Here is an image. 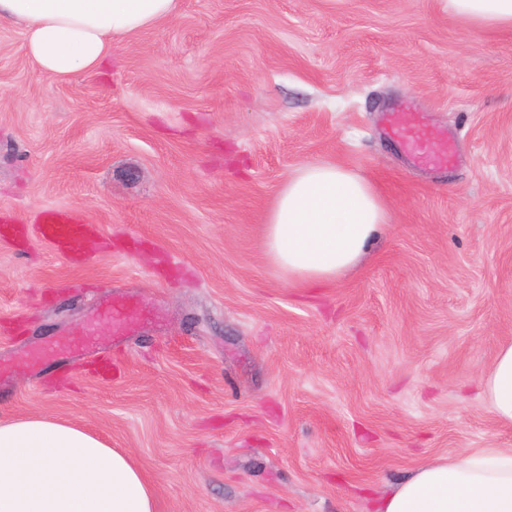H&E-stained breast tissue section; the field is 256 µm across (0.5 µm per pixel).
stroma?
Here are the masks:
<instances>
[{"label": "stroma", "instance_id": "1", "mask_svg": "<svg viewBox=\"0 0 512 512\" xmlns=\"http://www.w3.org/2000/svg\"><path fill=\"white\" fill-rule=\"evenodd\" d=\"M415 112L424 168L387 134ZM369 179L391 215L356 269L288 285L262 217L299 165ZM96 226L82 261L31 227ZM0 419L127 452L156 512H372L420 464L512 448L480 378L512 342V29L447 0H179L59 78L0 26ZM146 318L112 337L99 309ZM98 317L89 354L31 352Z\"/></svg>", "mask_w": 512, "mask_h": 512}]
</instances>
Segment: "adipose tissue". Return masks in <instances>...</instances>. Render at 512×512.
<instances>
[{"label": "adipose tissue", "mask_w": 512, "mask_h": 512, "mask_svg": "<svg viewBox=\"0 0 512 512\" xmlns=\"http://www.w3.org/2000/svg\"><path fill=\"white\" fill-rule=\"evenodd\" d=\"M178 0H0V23L22 28L29 56L65 78L106 66L112 42L172 20ZM478 26L512 28V0H448ZM389 223L372 184L328 161L307 162L267 210L266 254L289 283L315 287L357 265ZM495 418L512 424V344L481 380ZM376 512H512V448L428 461L379 499ZM0 512H155L153 489L125 453L77 424L0 421Z\"/></svg>", "instance_id": "ef3b65f1"}]
</instances>
